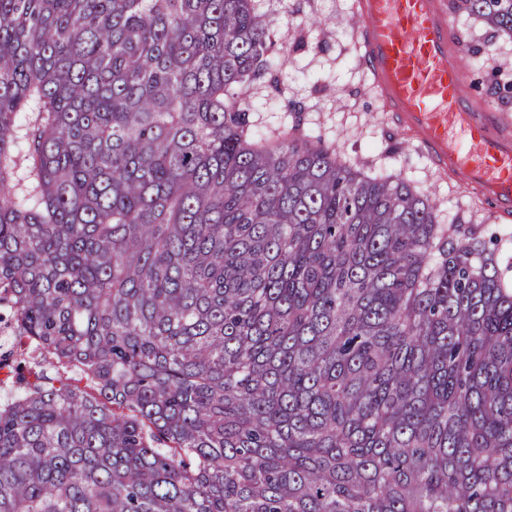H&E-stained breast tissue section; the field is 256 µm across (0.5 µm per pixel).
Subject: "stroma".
Returning <instances> with one entry per match:
<instances>
[{"label":"stroma","mask_w":512,"mask_h":512,"mask_svg":"<svg viewBox=\"0 0 512 512\" xmlns=\"http://www.w3.org/2000/svg\"><path fill=\"white\" fill-rule=\"evenodd\" d=\"M258 8L280 47L299 40L304 43L293 62L284 66L281 95L260 86L252 90L260 129L285 119L287 100L304 102L306 129L334 140L353 166L411 180L418 190L430 194L441 218L460 212L471 215L473 223L492 227L498 236V253L512 261V227L493 220L464 184L439 174L408 136L396 133L388 113L381 111L357 65L352 0H258ZM462 64L483 100L512 116V104H502L487 89L492 68H500L512 79V44H499L495 62L466 57Z\"/></svg>","instance_id":"1"}]
</instances>
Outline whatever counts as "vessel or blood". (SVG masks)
I'll return each instance as SVG.
<instances>
[{"mask_svg": "<svg viewBox=\"0 0 512 512\" xmlns=\"http://www.w3.org/2000/svg\"><path fill=\"white\" fill-rule=\"evenodd\" d=\"M358 63L394 126L437 172L512 219V128L468 84L443 0H355Z\"/></svg>", "mask_w": 512, "mask_h": 512, "instance_id": "obj_1", "label": "vessel or blood"}]
</instances>
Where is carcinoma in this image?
Masks as SVG:
<instances>
[{"mask_svg":"<svg viewBox=\"0 0 512 512\" xmlns=\"http://www.w3.org/2000/svg\"><path fill=\"white\" fill-rule=\"evenodd\" d=\"M279 57L256 0H0V323L97 392L17 364L0 512H512L492 240L260 130Z\"/></svg>","mask_w":512,"mask_h":512,"instance_id":"obj_1","label":"carcinoma"}]
</instances>
